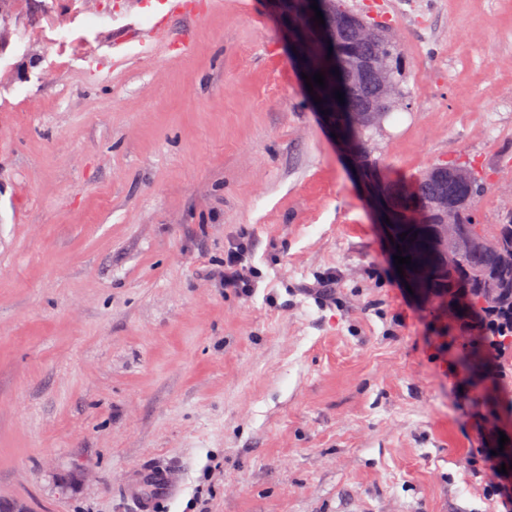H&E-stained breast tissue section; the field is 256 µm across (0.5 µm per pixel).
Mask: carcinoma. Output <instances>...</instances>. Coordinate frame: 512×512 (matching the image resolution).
<instances>
[{
  "instance_id": "carcinoma-1",
  "label": "carcinoma",
  "mask_w": 512,
  "mask_h": 512,
  "mask_svg": "<svg viewBox=\"0 0 512 512\" xmlns=\"http://www.w3.org/2000/svg\"><path fill=\"white\" fill-rule=\"evenodd\" d=\"M327 19L345 22L346 28L336 44L320 38H307L308 58L306 75L320 71L326 87L319 89L321 107L328 111L337 130L352 148L356 159L365 167L377 166L369 144L368 132L373 126L357 127L350 121L355 112L369 108L374 102L376 87L371 79H348L350 61L356 57L380 56V65L394 74L393 63L398 58L397 41L391 37L376 45L359 36L353 24L356 13L347 9L341 0H326ZM334 58V67L328 66L327 55ZM344 93V102L334 98L336 91ZM414 194L406 192L407 183L383 178L382 189L396 212V224L405 234L401 241L402 256L412 257L410 267L424 272V288L435 290L448 298V310L458 321L478 319L482 322L480 334L469 336V349L457 360L459 367L473 371L493 360L489 349L505 354L512 350V211L505 213L500 224H478L472 220L471 209L484 191L476 178L470 184L436 179L422 173L412 180ZM448 187V202L456 204L453 218L465 232L485 239L473 252L452 259L438 254L434 231L438 224L435 214L423 220L420 209L436 194Z\"/></svg>"
}]
</instances>
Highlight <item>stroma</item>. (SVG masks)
<instances>
[{"label": "stroma", "mask_w": 512, "mask_h": 512, "mask_svg": "<svg viewBox=\"0 0 512 512\" xmlns=\"http://www.w3.org/2000/svg\"><path fill=\"white\" fill-rule=\"evenodd\" d=\"M164 0L93 59L0 68V498L135 512L140 468L181 469L157 512H494L512 370L484 383L411 292L376 176L333 137L273 0ZM389 26L398 110L375 158L407 181L471 161L472 209L512 207V0H346ZM244 240L254 288L207 277ZM334 275L336 295L302 291Z\"/></svg>", "instance_id": "obj_1"}]
</instances>
